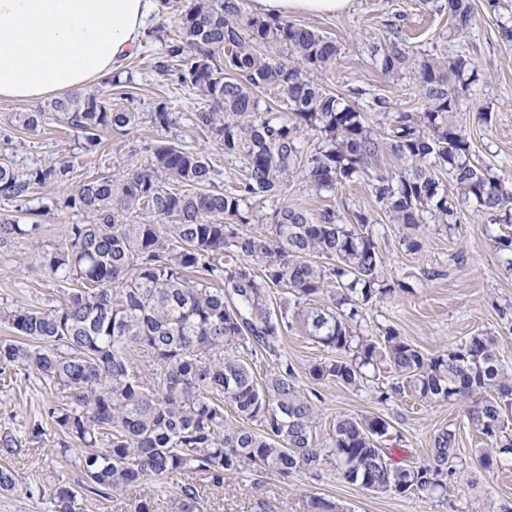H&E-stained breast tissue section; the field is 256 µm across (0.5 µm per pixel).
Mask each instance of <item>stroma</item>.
I'll list each match as a JSON object with an SVG mask.
<instances>
[{"instance_id":"1","label":"stroma","mask_w":512,"mask_h":512,"mask_svg":"<svg viewBox=\"0 0 512 512\" xmlns=\"http://www.w3.org/2000/svg\"><path fill=\"white\" fill-rule=\"evenodd\" d=\"M474 17L465 30L449 28L448 13L435 0H356L343 15L294 16L295 24L313 29L337 46L336 59L323 76L327 89L349 97L366 125L389 129L401 112H416L423 105L419 85L411 72L383 74L373 62L370 47L391 30L414 53L454 56L461 54L476 66L480 79L471 94L462 96L455 114L473 142V162L512 178V40L502 30L504 20L487 0H472ZM162 50L160 42L146 44L129 54L124 62L133 81L128 89H113L112 102L137 112L139 120L127 132L104 131L97 152L83 148L81 132L51 117L37 130L18 123L21 112H48L51 98L33 102L0 100V149L14 165L26 171L66 162L74 167L73 180L64 185L37 188L18 199L0 197V213L16 216L21 223H39L34 238H19L0 244V307H31L49 310L65 299L64 282L51 278L37 263L34 253L66 245L71 225L86 223V215L65 207L76 182L101 174L119 175L128 168H144L151 162V145L158 135L150 123L157 105H167L173 118L170 134L178 143L208 158L218 171L220 187L231 188L242 173L239 159L225 155L223 144L196 129L191 114L197 102L194 92L155 72L151 62ZM391 103L389 112L372 110L373 97ZM487 110L491 124L480 122ZM290 205L317 213L331 207L346 219L362 213L369 217L373 239L383 256L389 281H400L402 289L392 296L369 303L364 323L369 331L394 326L406 340L429 354H440L452 344L482 331L494 336L505 363L512 364V324L502 321L496 309L512 304V254L494 244L497 235H512V224L491 223L488 215L462 206L452 226L431 220L421 225L420 250L406 251L400 244L403 225L393 223L371 197L361 181L332 191H320L301 177L288 184ZM431 278H424V271ZM280 352L293 364L301 389H320L313 438L317 447H327L336 420L345 415L374 413L392 425L383 443L393 464L425 462L430 454V437L436 429L460 425V453L454 468L462 478L458 491L448 499L376 494L348 484L333 458H326L314 472H301L282 481L274 472L243 473L226 477L223 485L202 483V512H305L309 497L320 496L343 505L346 512H512V463L487 474L478 456L485 442L477 431L465 427L463 405L457 401L427 403L407 391L380 403L373 394L392 384L388 372L369 379L356 392L339 384L317 386L309 368L324 361L328 353L317 343L292 331L284 333ZM56 388L42 385L25 373L0 378V432L25 436L40 419L45 403L56 400ZM60 436L48 428L43 448L28 452L13 462L24 493L0 494V512H53L48 498L38 490L58 478H73L77 470L71 456L56 453ZM174 481L134 488L105 501L89 496L80 500L81 512H135L147 500L150 512H171L170 494Z\"/></svg>"}]
</instances>
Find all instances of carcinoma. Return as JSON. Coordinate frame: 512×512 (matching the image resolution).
Listing matches in <instances>:
<instances>
[{"label": "carcinoma", "mask_w": 512, "mask_h": 512, "mask_svg": "<svg viewBox=\"0 0 512 512\" xmlns=\"http://www.w3.org/2000/svg\"><path fill=\"white\" fill-rule=\"evenodd\" d=\"M161 4L176 7L179 22L172 35L156 29L163 52L155 71L197 93L193 125L243 160V174L226 191L207 159L161 139L149 167L79 182L64 205L90 215L89 223L71 225L64 247L35 255L48 275L76 287L54 309L0 308V322L17 336L0 340V375L21 367L61 396L43 406L25 437L0 433V458L13 460L44 440L45 423L58 429L57 452L74 456L79 477L40 489L55 512H77L87 493L108 501L185 471L220 485L255 466L286 481L318 470L330 455L347 482L366 490L448 498L459 451L455 426L433 434L430 457L418 466L389 461L382 443L391 424L378 415L343 416L329 446L314 445L321 392L297 385L279 349L284 332L296 330L331 354L309 369L317 383L360 390L369 371L385 367L425 401L469 398L463 425L490 447L482 468L493 473L512 461V367L494 338L476 332L429 355L392 326L358 334L363 307L396 289L367 231L369 218L358 213L348 224L333 208L311 214L286 201L296 175L319 190L362 179L380 208L405 226L406 250L417 251L420 225L456 215L439 196L436 170L446 168L457 202L511 223L512 183L471 162L472 141L453 120L460 93L478 81L476 67L462 55L416 59L397 37L387 38L374 48L377 63L393 75L414 66L424 107L399 113L390 132L376 133L347 98L322 85L319 75L337 46L319 32L252 13L245 0ZM447 9L455 29L469 26L471 0H447ZM271 89L282 94L286 111L260 108L259 93ZM52 110L81 131L88 152L98 150L103 130L126 132L137 120L99 90L58 99ZM150 120L162 135L172 125L165 105ZM304 130L319 138L310 155L301 146ZM386 150L402 161L399 169L377 166ZM72 174L64 162L21 172L0 158V195L23 197ZM269 198L282 205L257 209ZM145 212L153 222L136 221ZM254 221L266 232L240 231ZM38 231L0 215V244ZM191 273L203 280L191 281ZM273 287L288 293L274 305ZM324 292L325 304L308 306ZM132 349L149 360L153 382L141 381ZM259 352L274 358L262 382L245 358ZM226 403L239 424L224 421ZM18 490L14 469L1 465L0 492ZM199 498L195 483L179 484L173 512H198ZM308 512L344 510L311 496Z\"/></svg>", "instance_id": "1"}]
</instances>
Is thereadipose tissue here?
I'll return each instance as SVG.
<instances>
[{
  "instance_id": "obj_1",
  "label": "adipose tissue",
  "mask_w": 512,
  "mask_h": 512,
  "mask_svg": "<svg viewBox=\"0 0 512 512\" xmlns=\"http://www.w3.org/2000/svg\"><path fill=\"white\" fill-rule=\"evenodd\" d=\"M156 0H0V100L30 101L111 74L140 41ZM287 17L336 15L355 0H255Z\"/></svg>"
}]
</instances>
